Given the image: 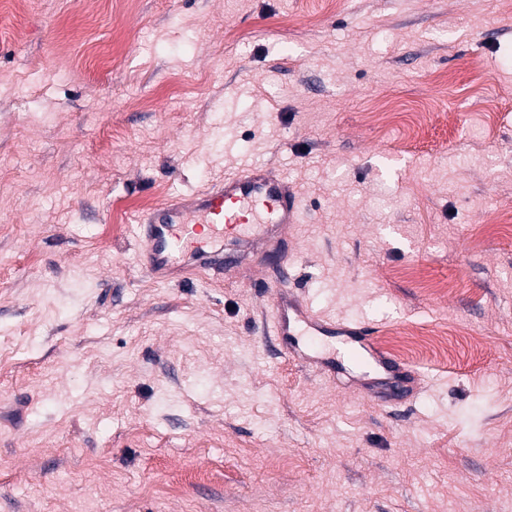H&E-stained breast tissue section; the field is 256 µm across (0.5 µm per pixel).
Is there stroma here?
Listing matches in <instances>:
<instances>
[{
  "instance_id": "1",
  "label": "stroma",
  "mask_w": 512,
  "mask_h": 512,
  "mask_svg": "<svg viewBox=\"0 0 512 512\" xmlns=\"http://www.w3.org/2000/svg\"><path fill=\"white\" fill-rule=\"evenodd\" d=\"M282 245L156 282L137 220L246 165ZM507 0H0V512H512ZM279 280L421 375L378 406Z\"/></svg>"
}]
</instances>
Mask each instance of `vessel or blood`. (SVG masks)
<instances>
[{"label":"vessel or blood","mask_w":512,"mask_h":512,"mask_svg":"<svg viewBox=\"0 0 512 512\" xmlns=\"http://www.w3.org/2000/svg\"><path fill=\"white\" fill-rule=\"evenodd\" d=\"M301 211V196L292 181L273 167L252 165L145 215L139 223L138 259L162 283L192 271L222 269L233 262L224 250L225 240L239 250L259 241L278 251L289 225L299 223ZM270 329L296 355L320 350L322 337H335L351 362H367L390 387L412 394L420 389L418 375L374 350L367 326L325 320L287 290L275 292Z\"/></svg>","instance_id":"b4317fda"}]
</instances>
